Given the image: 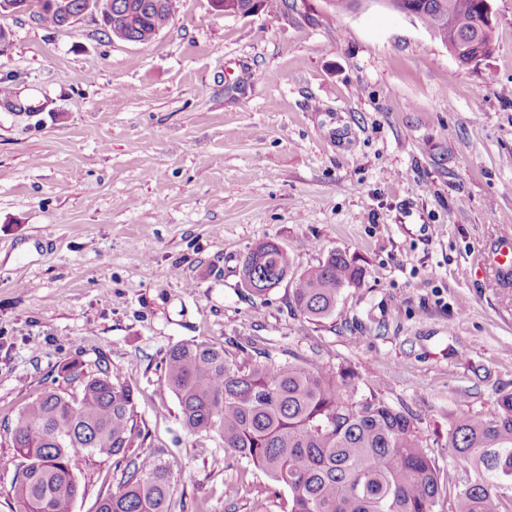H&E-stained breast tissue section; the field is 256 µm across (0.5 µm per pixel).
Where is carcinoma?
I'll return each instance as SVG.
<instances>
[{"mask_svg":"<svg viewBox=\"0 0 512 512\" xmlns=\"http://www.w3.org/2000/svg\"><path fill=\"white\" fill-rule=\"evenodd\" d=\"M22 11L41 24L63 27L92 0H21ZM485 0H391L413 15L450 50L488 56L492 28ZM176 0H111L102 20L113 37L132 42L160 32ZM226 16L246 15L254 0H211ZM290 253L273 242L245 258L242 284L257 295L288 277ZM366 269L343 252H332L293 286L296 309L311 318L336 311L342 291L359 286ZM161 388L173 394L188 432L214 435L225 452L247 460L288 489V512H512V393L485 412L448 416V453L442 468L429 454L419 416L393 406L377 383L364 392L350 365L266 362L241 365L224 346L179 343L163 358ZM64 379L79 381L78 396L52 389L30 401L12 429L22 458L11 496L19 512H70L79 488L75 473L87 458L124 464L121 490L101 499L97 512H167L172 494L166 467L133 447L134 388L108 366L85 374L75 364Z\"/></svg>","mask_w":512,"mask_h":512,"instance_id":"carcinoma-1","label":"carcinoma"}]
</instances>
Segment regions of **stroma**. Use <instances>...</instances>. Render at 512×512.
Returning <instances> with one entry per match:
<instances>
[{
  "mask_svg": "<svg viewBox=\"0 0 512 512\" xmlns=\"http://www.w3.org/2000/svg\"><path fill=\"white\" fill-rule=\"evenodd\" d=\"M290 2L227 17L178 0L146 43L106 35L96 11L56 29L0 16V512L18 509L19 413L75 393L71 362L134 386V450L169 469V512H288L287 488L184 428L160 388L175 344L352 365L421 415L442 467L449 415L512 392L494 258L512 235V0H489L493 50L470 65L378 0ZM266 241L293 269L259 296L241 267ZM333 251L367 276L305 317L294 280ZM76 480L71 512H96L122 472L95 457Z\"/></svg>",
  "mask_w": 512,
  "mask_h": 512,
  "instance_id": "1",
  "label": "stroma"
}]
</instances>
